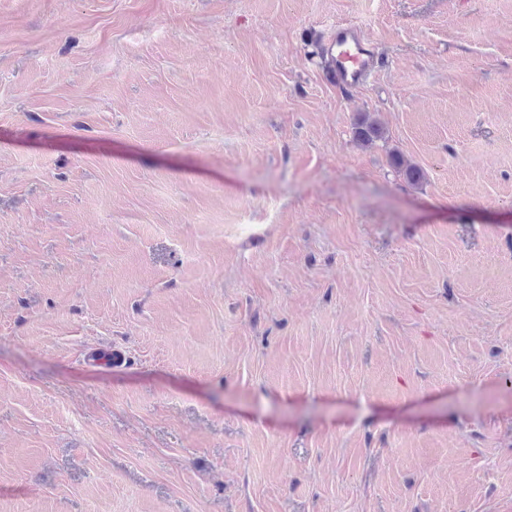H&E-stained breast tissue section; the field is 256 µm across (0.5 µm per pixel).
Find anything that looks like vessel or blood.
<instances>
[{
	"label": "vessel or blood",
	"mask_w": 512,
	"mask_h": 512,
	"mask_svg": "<svg viewBox=\"0 0 512 512\" xmlns=\"http://www.w3.org/2000/svg\"><path fill=\"white\" fill-rule=\"evenodd\" d=\"M322 55L328 78L341 86L366 84L377 72L370 40L359 26L351 23L331 27L323 42Z\"/></svg>",
	"instance_id": "obj_1"
}]
</instances>
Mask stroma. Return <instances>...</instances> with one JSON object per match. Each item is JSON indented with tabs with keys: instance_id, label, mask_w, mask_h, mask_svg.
I'll return each instance as SVG.
<instances>
[{
	"instance_id": "obj_1",
	"label": "stroma",
	"mask_w": 512,
	"mask_h": 512,
	"mask_svg": "<svg viewBox=\"0 0 512 512\" xmlns=\"http://www.w3.org/2000/svg\"><path fill=\"white\" fill-rule=\"evenodd\" d=\"M0 512H512V0H0ZM322 56L327 76L336 85H365L377 72L372 44L355 24L336 23L332 26L324 39Z\"/></svg>"
}]
</instances>
